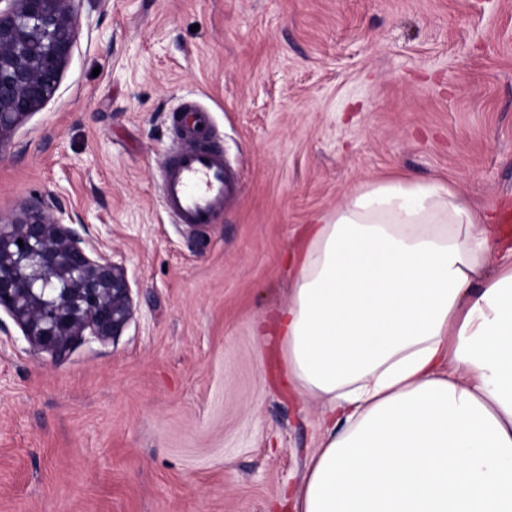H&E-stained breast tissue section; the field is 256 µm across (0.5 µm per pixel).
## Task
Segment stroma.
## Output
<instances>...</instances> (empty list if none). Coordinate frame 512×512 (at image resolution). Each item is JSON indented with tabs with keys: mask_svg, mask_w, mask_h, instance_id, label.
I'll use <instances>...</instances> for the list:
<instances>
[{
	"mask_svg": "<svg viewBox=\"0 0 512 512\" xmlns=\"http://www.w3.org/2000/svg\"><path fill=\"white\" fill-rule=\"evenodd\" d=\"M55 97L0 158V214L54 198L124 264L116 343L54 362L0 310V512H287L324 407L273 337L306 224L377 178L512 206V0H76ZM209 110L238 185L163 205L172 109Z\"/></svg>",
	"mask_w": 512,
	"mask_h": 512,
	"instance_id": "stroma-1",
	"label": "stroma"
}]
</instances>
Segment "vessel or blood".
<instances>
[{"mask_svg":"<svg viewBox=\"0 0 512 512\" xmlns=\"http://www.w3.org/2000/svg\"><path fill=\"white\" fill-rule=\"evenodd\" d=\"M185 147L161 167L163 199L178 223L204 227L215 223L235 192L220 137L213 133L208 110L186 100L172 113Z\"/></svg>","mask_w":512,"mask_h":512,"instance_id":"b4317fda","label":"vessel or blood"}]
</instances>
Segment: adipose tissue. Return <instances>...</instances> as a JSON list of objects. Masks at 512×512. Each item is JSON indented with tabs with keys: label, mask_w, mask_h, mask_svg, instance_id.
<instances>
[{
	"label": "adipose tissue",
	"mask_w": 512,
	"mask_h": 512,
	"mask_svg": "<svg viewBox=\"0 0 512 512\" xmlns=\"http://www.w3.org/2000/svg\"><path fill=\"white\" fill-rule=\"evenodd\" d=\"M302 240L277 334L325 416L292 512H512V230L397 179Z\"/></svg>",
	"instance_id": "adipose-tissue-1"
}]
</instances>
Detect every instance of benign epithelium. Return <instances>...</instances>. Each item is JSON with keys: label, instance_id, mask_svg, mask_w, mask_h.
<instances>
[{"label": "benign epithelium", "instance_id": "benign-epithelium-1", "mask_svg": "<svg viewBox=\"0 0 512 512\" xmlns=\"http://www.w3.org/2000/svg\"><path fill=\"white\" fill-rule=\"evenodd\" d=\"M75 0H0V155L55 95L80 37ZM0 309L56 362L85 340L117 341L134 316L126 268L44 199L0 215Z\"/></svg>", "mask_w": 512, "mask_h": 512}]
</instances>
